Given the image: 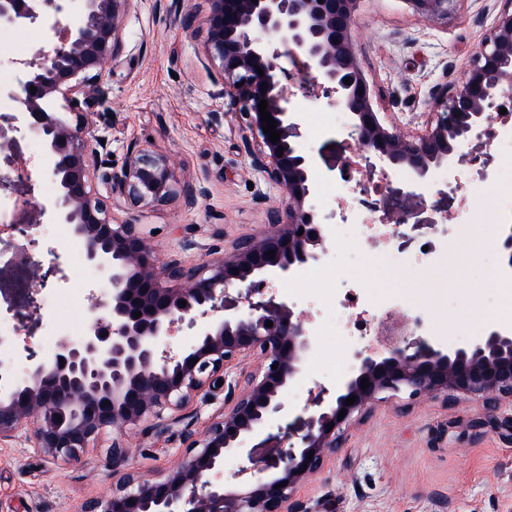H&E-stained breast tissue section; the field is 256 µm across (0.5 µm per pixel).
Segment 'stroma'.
I'll use <instances>...</instances> for the list:
<instances>
[{"instance_id": "35a3bbf8", "label": "stroma", "mask_w": 512, "mask_h": 512, "mask_svg": "<svg viewBox=\"0 0 512 512\" xmlns=\"http://www.w3.org/2000/svg\"><path fill=\"white\" fill-rule=\"evenodd\" d=\"M207 8L206 0H134L121 31V55L96 82L103 103L87 115L91 134L108 141L99 165L120 169L138 150L171 158L178 186L173 197L153 207L123 208L116 216L140 224L162 260L189 265L219 257L238 238L262 231L268 206L281 201L279 189L251 166L245 145L254 136L244 105L225 98L208 73L202 48ZM502 8V0H455L447 17L426 20L405 0H360L357 54L382 121L409 136L422 134L441 90L461 81L472 49ZM179 11L193 14L192 27L175 22ZM291 92L300 123L296 142L315 158L319 196L338 199L319 208L320 222L333 225L346 211L362 209L381 223L385 200H372L356 186L336 188L334 175L354 144L346 121L326 99L296 86ZM510 176L512 152L502 150L491 151L486 171L460 166L425 185L402 171L390 175L391 188L415 193L420 202L403 214L389 249L414 256L424 240L443 238L446 258L403 272L389 263V249L344 245L322 258V287L335 289L349 310L357 306L350 298L353 285L362 286L369 302L392 295L420 311L429 341L441 346L481 336L489 314L512 301V288L493 284L502 258L484 240ZM187 184L204 191L191 207L181 192ZM468 207L479 210V223L445 221V212ZM49 229L45 222L33 229L37 260L58 261L65 277H78L74 257L81 245ZM288 285L315 340L305 374L288 392L296 416L319 386L336 383V363H349L371 339L335 334L326 310L307 291L306 272L271 281L266 291L278 295ZM481 412L478 400L463 397L448 405L422 399L406 410L395 401L378 404L295 497L309 512H512V434L490 426L472 431L468 422ZM128 442L127 468L150 479L185 454L176 427L158 434L143 425ZM111 444V433H104L71 464L47 462L21 438L0 445V512H80L112 486Z\"/></svg>"}]
</instances>
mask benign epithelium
Here are the masks:
<instances>
[{
	"label": "benign epithelium",
	"mask_w": 512,
	"mask_h": 512,
	"mask_svg": "<svg viewBox=\"0 0 512 512\" xmlns=\"http://www.w3.org/2000/svg\"><path fill=\"white\" fill-rule=\"evenodd\" d=\"M132 2L0 0V27L46 30L44 45L23 62L24 76L9 90L14 113L0 116V156L10 168L0 172V191L32 194V179L21 174L17 141L10 136L22 127L42 142L48 172L58 184L56 195L35 204L33 212L71 225L86 261L107 284L106 298H92L79 338L62 340L50 360L26 348L25 379H15L0 362V444L23 433L48 460L76 462L102 433H115L109 449L112 494L87 501L81 512H308L294 499L296 490L324 468L349 429L379 402L403 395L410 402L445 403L474 397L484 414L469 427L485 428L504 401L512 403L509 327L491 326L480 338L452 348L403 336L383 351L359 350L350 374L319 387L304 414L273 425L289 417L288 390L304 374L314 344L308 316L264 288L316 262L325 245L322 234L312 237L308 231L316 217L306 202L319 185L312 157L295 143L299 117L287 87L294 75L281 65L280 47L299 55L313 78L314 97L346 112L368 173L375 157L424 183L435 171L463 162L461 144L495 135L488 113L499 111V98H512V0H505L508 7L493 30L474 47L461 84L445 89L436 123L418 137L386 127L374 110L355 47L358 0H207L204 54L216 65L214 78L224 95L246 106L257 132L248 145L251 165L280 189L283 203L268 211V229L198 266L160 261L140 225L114 215V206L123 202L152 206L174 195L167 158L131 152L121 169L102 175L110 189L107 201L91 186L106 149L85 120L97 105L92 72L120 56L119 33ZM405 2L434 19L448 15L452 0ZM71 15L78 21L62 23ZM59 98L68 103L71 118L51 111ZM262 100L277 122L276 143L263 132ZM31 223L23 207L0 227V243L5 233L28 238V246L0 264V298L8 300L29 336L38 325V290L60 273L58 264L34 260ZM270 250L272 258L266 255ZM501 250L504 268L511 271L509 227L503 229ZM135 312L141 316L133 317ZM177 324L194 341L174 351L164 339ZM362 381L369 383L365 390ZM221 391L224 415L203 433L179 415L194 397ZM350 396L356 402L347 407ZM148 421L161 433L183 425L185 456L158 480L124 469L123 436ZM228 455L244 456L249 465L226 478Z\"/></svg>",
	"instance_id": "7a95c632"
}]
</instances>
